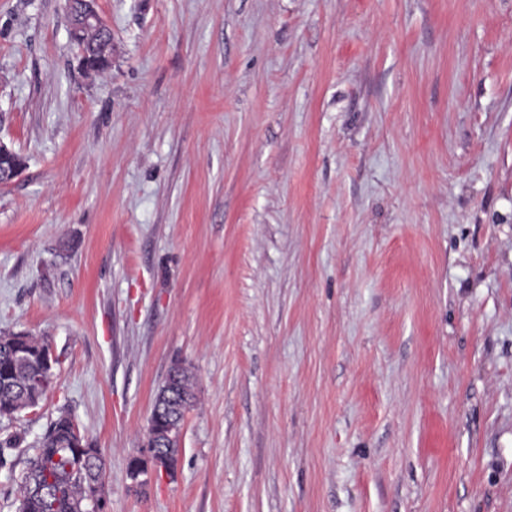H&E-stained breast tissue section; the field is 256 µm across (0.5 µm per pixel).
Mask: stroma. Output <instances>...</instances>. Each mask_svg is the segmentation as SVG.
Masks as SVG:
<instances>
[{"label": "stroma", "instance_id": "1", "mask_svg": "<svg viewBox=\"0 0 512 512\" xmlns=\"http://www.w3.org/2000/svg\"><path fill=\"white\" fill-rule=\"evenodd\" d=\"M96 6L88 75L67 0H0V331L57 359L0 512L63 410L105 512H512V0ZM72 34L75 41L80 39L77 44L82 55L89 56V63L86 67L88 72L97 74L107 70L110 67V65L107 64V62L102 57H100V50L105 40L109 36L103 26L83 29L81 32V38L79 28L72 27ZM22 166L15 160L12 149L0 141V184L13 180L19 174ZM171 381V387L167 386L166 381L164 386L160 388L155 397L153 405L162 404L164 407L168 408L170 416L169 424L172 427H175V431H173L171 435L175 436V439L173 442L169 441V443L161 444V446L164 448L156 447L155 441L157 436L162 431L165 432L168 427H171L163 423L164 421L161 415L164 413V411L161 408H152L149 417L150 425L147 431L146 439L147 448H149L150 452V458L153 460V462H156L153 448H157L158 453L168 456L175 461L178 452V437L176 430L182 427L185 412L190 406L192 399L194 398L192 393L191 376L185 369L178 367L175 376L171 379Z\"/></svg>", "mask_w": 512, "mask_h": 512}]
</instances>
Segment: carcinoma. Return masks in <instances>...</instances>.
Returning <instances> with one entry per match:
<instances>
[{
    "instance_id": "cac0c4a2",
    "label": "carcinoma",
    "mask_w": 512,
    "mask_h": 512,
    "mask_svg": "<svg viewBox=\"0 0 512 512\" xmlns=\"http://www.w3.org/2000/svg\"><path fill=\"white\" fill-rule=\"evenodd\" d=\"M108 38L103 27L82 30L78 47L89 56L86 70L101 73L109 64L100 57V50ZM49 347L48 342L38 336L26 335L17 343L11 332L0 333V418L12 420L26 410L37 408L54 384V374H46L43 388L32 393L28 381L41 372V353ZM193 399L191 376L179 367L172 378V386H163L158 391L154 404L168 408L170 425L182 427L185 412ZM75 428L71 415L62 411L42 437L35 455L30 459L26 477L48 483L49 490L43 495L31 492L27 482L19 490L18 512H90L88 500L94 491L93 484L99 481L103 459L100 449L79 462L75 460L70 445L66 444Z\"/></svg>"
}]
</instances>
